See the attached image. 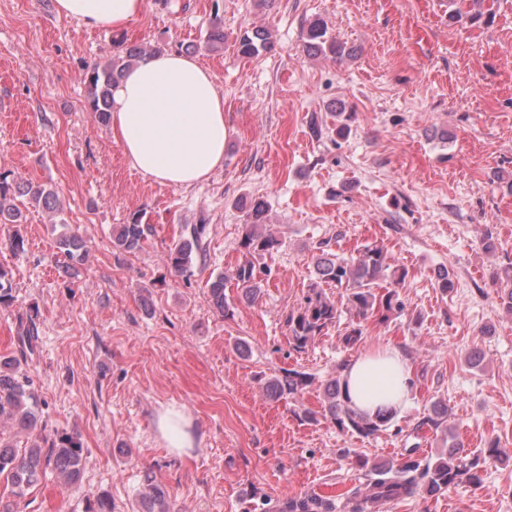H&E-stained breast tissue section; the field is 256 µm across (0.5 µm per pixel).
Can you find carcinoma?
<instances>
[{
  "mask_svg": "<svg viewBox=\"0 0 512 512\" xmlns=\"http://www.w3.org/2000/svg\"><path fill=\"white\" fill-rule=\"evenodd\" d=\"M303 48L307 54L317 56L330 52L342 60L350 57L354 49L328 35V26L321 18L310 20L303 30ZM237 51L243 57H253L270 48L271 34L255 27L236 38ZM161 51L159 47L133 45L114 54L107 62L96 63L87 69L88 103L99 121L110 120L112 87L135 63ZM336 114V136L344 138L350 130L353 113L347 111L344 102L333 104ZM22 204L43 209L53 217L62 211L58 194L42 184L18 176L11 169L0 168V224H18L22 216L17 199ZM246 232L240 243L244 260L236 267L233 280L243 297L254 302L263 293L265 271L256 266L254 259L277 251L282 241L270 229L267 221V204L254 199L244 205ZM205 225L195 224L188 235L169 249L167 264L177 273L184 274L192 264V257L205 261V249L201 246ZM155 226L143 222V215L135 213L125 224L112 229V249L132 253L144 249L155 236ZM58 249L65 258L75 264L84 262L87 254L82 237L72 231L58 238ZM315 276L309 285L304 306L288 313L286 319L292 350L302 352L329 326L337 323L339 309L325 293L322 285H332L348 291L347 308L354 312L356 321L348 324L342 335L347 348L356 347L363 338V322L380 324L388 322L391 314L404 308L399 288L403 287L407 270L388 262L385 247L368 243L348 256H339L325 250L314 257ZM225 278L215 276L209 283V302L224 318L235 316L233 305L224 293ZM491 282L506 312L512 315V265L500 268L491 275ZM34 327L23 329L17 336V350L11 356H0V426L9 425L16 430L34 435L29 445L18 448L0 438V479L10 486V494L24 497L36 489L48 473H55L65 483L81 482L85 459L82 444L76 437L52 439L42 434L41 409L26 365L34 352ZM311 383V377L297 370H287L280 376L265 381V391L275 398H297ZM323 409L318 414L308 409L302 419L318 422L323 418L342 433L369 438L387 430L394 415L380 411L374 416L355 410L343 393L341 378L328 381L323 388ZM448 416V408L434 402L428 409L423 424L442 432ZM416 449L407 450L405 460L394 462H370L365 457L357 459L358 470L364 476L362 487L337 504L336 496L315 491L290 497L281 502L276 512H380L383 506L420 495L442 494L465 482L479 487L483 483V463L501 459L499 439L487 443L483 456H468L464 445L454 435L444 439L443 448L436 454L415 458ZM147 490L142 496L141 512H177V506L169 492L154 483L150 475L144 476Z\"/></svg>",
  "mask_w": 512,
  "mask_h": 512,
  "instance_id": "obj_1",
  "label": "carcinoma"
}]
</instances>
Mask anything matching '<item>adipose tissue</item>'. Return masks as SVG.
I'll return each mask as SVG.
<instances>
[{"mask_svg": "<svg viewBox=\"0 0 512 512\" xmlns=\"http://www.w3.org/2000/svg\"><path fill=\"white\" fill-rule=\"evenodd\" d=\"M54 7L58 15L87 27L120 31L141 15L144 0H54ZM110 129L130 168L175 187L204 182L222 168L231 135L215 74L175 51L127 70L112 89ZM411 379L405 354L390 344L361 355L342 374L352 406L369 415L404 410ZM186 423L179 407L160 412L158 430L171 453L193 447Z\"/></svg>", "mask_w": 512, "mask_h": 512, "instance_id": "1", "label": "adipose tissue"}]
</instances>
